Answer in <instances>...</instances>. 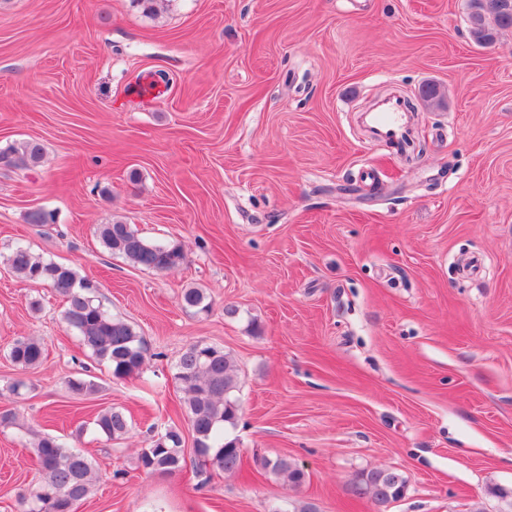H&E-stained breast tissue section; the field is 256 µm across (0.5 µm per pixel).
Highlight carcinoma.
<instances>
[{
  "label": "carcinoma",
  "instance_id": "carcinoma-1",
  "mask_svg": "<svg viewBox=\"0 0 512 512\" xmlns=\"http://www.w3.org/2000/svg\"><path fill=\"white\" fill-rule=\"evenodd\" d=\"M467 9L469 33L478 45L490 44L497 31L512 28V0H468ZM43 156L44 147L35 140L0 148V164L5 167L32 170L40 165ZM97 232L108 251L137 267L168 272L187 260L180 244L145 239L122 221L101 224ZM9 264L20 279L45 284L65 298L64 324L78 333L96 360L112 368L114 376L141 372L147 359L143 337L133 324L113 318L103 308L96 299L97 281L79 276L68 265L44 260L21 244L13 250ZM181 300L185 308L197 313L211 308L208 295L200 288L184 289ZM43 354L38 340L22 337L10 348L9 358L17 366L31 368L41 362ZM177 379L199 465L227 473L240 472L244 452L236 440L226 437V425L235 423L238 414L237 400L232 398L238 389V376L231 358L221 347L192 344L178 359ZM93 426L108 440L119 439L130 431L127 415L112 406L95 416ZM30 434L41 478L19 495L22 512H73L77 503L90 497L97 482L92 462L82 449L58 436L34 430ZM184 451L182 430L167 426L147 440L138 455V467L146 473L176 471L185 460ZM255 465L286 479L295 488L306 483L305 472L288 458H257ZM406 489L407 479L400 472L372 469L358 474L351 492L356 499H368L381 508L400 500Z\"/></svg>",
  "mask_w": 512,
  "mask_h": 512
}]
</instances>
